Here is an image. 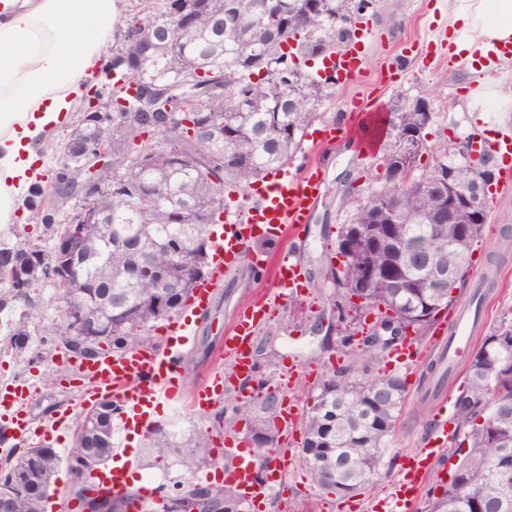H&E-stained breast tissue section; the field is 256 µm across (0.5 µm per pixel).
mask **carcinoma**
<instances>
[{
  "label": "carcinoma",
  "instance_id": "obj_1",
  "mask_svg": "<svg viewBox=\"0 0 512 512\" xmlns=\"http://www.w3.org/2000/svg\"><path fill=\"white\" fill-rule=\"evenodd\" d=\"M161 2L156 9L153 3ZM147 13L124 18L123 42L112 55V69L153 86V97L172 101L171 111H146L135 119L112 113V124H101L86 113L75 129L87 142L112 129V170L99 177L112 180V192L93 200L95 219L76 225L83 263L63 286L54 285L60 323L54 349L71 345L108 346L120 354L153 345L152 330L161 321L182 312L193 295L202 271L210 270V257L201 243L209 227L222 223L226 206L221 199L230 190L243 192L292 159L301 148L306 130L321 113L317 107L334 87L308 65L325 48L334 54L352 40L345 20L360 14L374 0H191L187 22L181 28L167 25L166 16L180 0H142ZM295 44H288L286 36ZM420 112L402 107L394 113L386 133L382 156L398 148L400 133L416 127ZM160 136L157 141L143 136ZM422 151L439 157L454 169L450 184L428 181L427 167L418 163L403 186L394 190L395 206L386 207L376 190L349 179L341 183L339 210L346 213L335 242L339 246L355 230L370 238L363 261L326 270L333 305L342 316L355 319L360 309L351 301L350 287L365 277L371 265L383 274L406 279L412 289L402 299L377 281L368 282L369 293L387 310L380 318L410 325L414 340L425 336L436 314L456 302L452 290L460 288L470 265L473 246L483 225L474 212L462 210L455 223L443 224L433 236L435 216L448 196L467 191L474 182L471 167L448 155V140ZM70 186L57 182L54 194L33 185L27 196L28 220L49 231L42 245L11 242L0 249V265L19 263L22 280L13 288H0V313L19 311L0 331V351L30 364L40 357L31 350L28 319L35 304L30 292L50 281L59 241L67 225L50 221L56 202L69 195ZM425 244L433 262L457 272L456 280L439 290L427 271L400 262L401 251L411 243ZM165 287L158 285V280ZM443 300L427 319L407 313L425 308L426 302ZM76 317L93 327L86 336L69 335ZM361 345L348 365L327 372L308 392L310 404L298 417L302 441L298 456L312 480L325 494H351L362 490L380 468L388 438L402 409L405 386L395 373L374 375L372 368L384 352L380 336L367 333L355 339ZM512 337V321L485 336L467 356L466 385L455 401L457 447L468 445L460 468L453 473L454 492L428 500L426 512H512V352L502 356L491 340ZM496 399L498 405L486 404ZM117 405L103 410L97 405L83 410L76 422L74 451H86V470L75 472L72 487L82 505L91 499L92 470L103 466L115 447ZM278 399L268 394L259 401L237 404L235 415L253 419L251 437L259 448L280 447L282 434L274 425ZM149 445L158 461L180 454L186 474L174 483L179 497H163L159 512H247V500L222 484L201 485L192 467L216 459L210 435L195 432L185 439L186 451L164 428L149 433ZM224 460V457L217 458ZM63 459L48 444L24 449L0 468V492L9 496L11 512H47L56 494L55 475ZM106 512H129L130 495L105 496Z\"/></svg>",
  "mask_w": 512,
  "mask_h": 512
}]
</instances>
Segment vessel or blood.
<instances>
[{
  "mask_svg": "<svg viewBox=\"0 0 512 512\" xmlns=\"http://www.w3.org/2000/svg\"><path fill=\"white\" fill-rule=\"evenodd\" d=\"M360 51L349 46L337 54L330 73L337 84H345L359 68ZM492 147L502 157L504 182H512V129L499 132ZM322 177L319 172H303L285 166L269 177V185L261 204L246 209H228L224 224L217 228L212 248L210 273L193 291L189 310L173 319L167 328L169 341L163 350L135 349L112 358H102L83 365L81 374L88 381L92 395L112 396L122 406L120 419L123 428L152 423L150 413L154 404L162 401L179 402L181 391L174 376L181 366L182 348L194 334L193 317L206 310L218 282L237 273L244 260L245 243L279 242L283 234L301 231L308 224L321 195ZM303 286L301 272L290 255H281L274 265L273 288L277 297L286 299L299 293ZM270 301L262 297L240 308L224 337V347L236 360L238 374L251 370L250 349L258 325L266 318ZM222 384L221 374L195 388L191 402L198 412H206ZM440 449L428 444L419 457L406 467L399 493L404 502H413L429 472V460ZM227 478L243 493H250L255 484L253 457L239 451L237 465L228 471Z\"/></svg>",
  "mask_w": 512,
  "mask_h": 512,
  "instance_id": "obj_1",
  "label": "vessel or blood"
}]
</instances>
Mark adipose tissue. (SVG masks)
Wrapping results in <instances>:
<instances>
[{
	"mask_svg": "<svg viewBox=\"0 0 512 512\" xmlns=\"http://www.w3.org/2000/svg\"><path fill=\"white\" fill-rule=\"evenodd\" d=\"M117 0H0V230L18 222L38 151L103 63ZM456 54L480 65L512 39V0H454Z\"/></svg>",
	"mask_w": 512,
	"mask_h": 512,
	"instance_id": "1",
	"label": "adipose tissue"
}]
</instances>
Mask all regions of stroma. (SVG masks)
Returning a JSON list of instances; mask_svg holds the SVG:
<instances>
[{
    "label": "stroma",
    "instance_id": "1",
    "mask_svg": "<svg viewBox=\"0 0 512 512\" xmlns=\"http://www.w3.org/2000/svg\"><path fill=\"white\" fill-rule=\"evenodd\" d=\"M451 7V0H376L375 8L365 13L363 68L349 85L334 88L323 102L322 123L343 120L345 108L353 103L383 117L398 98L405 96L424 97L437 111L438 120L428 130L427 141L431 144L472 134L471 115L475 112L487 113L495 123H512V59L490 71V78L496 82L491 95L484 101H474L470 90L478 73L455 64L448 55ZM398 60L403 63V74L396 77L392 70ZM382 148L379 141L368 148L361 146L354 123L327 145L304 138L294 161L320 166L323 177L321 197L310 223L298 236L280 244L249 245L243 268L235 276L224 278L215 289L206 313L196 316V333L183 352L181 382L185 396L174 405L161 403L156 424L179 438L207 427L214 440L252 447L250 418H240L227 431L213 428L212 415L195 412L189 395L204 376L219 371L230 377L231 383L219 402L220 408L227 411L231 410L236 393L257 398L265 390L275 393L280 405L299 406L305 392L326 370L341 367L353 358L356 347L344 343L342 330L325 337L315 333L313 326L319 320L337 318L331 290L323 285L321 276L335 261L332 244L343 221L336 196L340 181L348 174L357 178L361 186H368L370 164ZM488 208L490 220L472 254L459 302L460 308L481 316L482 324L472 338L476 344L501 321L512 319V185L497 184L488 198ZM295 247L304 254L303 293L273 306L254 339L255 346L264 347L272 361L267 385L258 387L253 380L240 384L233 377L234 357L221 348L224 334L237 309L270 287L269 279L253 277V265ZM491 267L497 270L493 284L478 291V284ZM53 295L54 287L48 283L32 292L36 310L28 330L35 347L44 352V359L26 365L0 355V391L26 387L24 414L31 429L29 438L16 437L0 445V458L17 456L28 443L41 441L51 443L60 454H67L74 442L76 417L91 404L78 376V361L49 349L50 330L60 316ZM453 317V311L439 312L437 322L418 344L413 362L397 368L393 365V351L383 355L380 369L398 370L406 395L383 463L370 486L348 496L320 494L298 457L302 433L296 429L265 462L266 467L283 468L275 493L249 497L250 512H305L312 502L318 503L319 512H407L396 492L403 468L420 453L442 421L437 400L425 395L424 376L439 356L438 339L447 335ZM116 440L136 460L130 475L133 487L149 486L153 499H160L183 476L184 469L178 462L155 460L144 432L120 431Z\"/></svg>",
    "mask_w": 512,
    "mask_h": 512
}]
</instances>
